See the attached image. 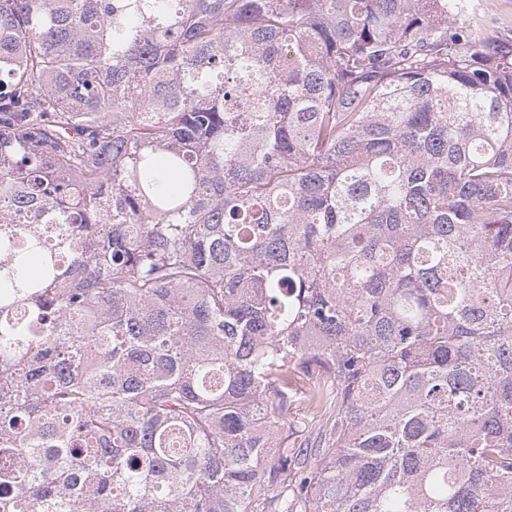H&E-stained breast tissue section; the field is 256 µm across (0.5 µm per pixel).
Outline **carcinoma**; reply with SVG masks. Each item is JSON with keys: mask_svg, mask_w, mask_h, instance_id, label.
Segmentation results:
<instances>
[{"mask_svg": "<svg viewBox=\"0 0 512 512\" xmlns=\"http://www.w3.org/2000/svg\"><path fill=\"white\" fill-rule=\"evenodd\" d=\"M459 14L0 0V512H512V41ZM318 418H312L307 409L299 407L290 418L288 423V446L290 448H298L308 443V450L311 443L314 442L318 431ZM313 449V448H311Z\"/></svg>", "mask_w": 512, "mask_h": 512, "instance_id": "carcinoma-1", "label": "carcinoma"}]
</instances>
